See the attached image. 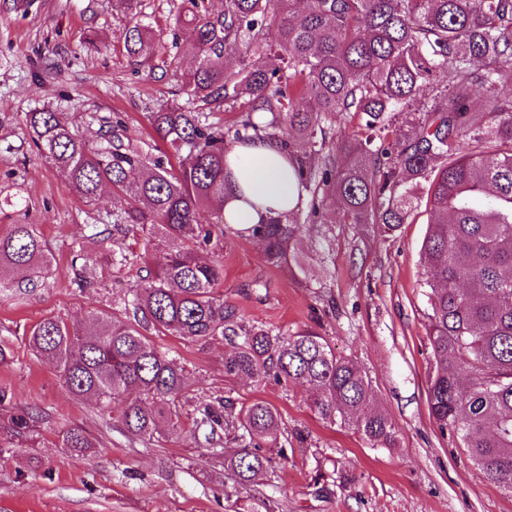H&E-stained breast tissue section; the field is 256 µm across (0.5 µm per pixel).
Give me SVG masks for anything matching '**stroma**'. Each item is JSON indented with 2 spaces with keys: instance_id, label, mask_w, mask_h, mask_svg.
Segmentation results:
<instances>
[{
  "instance_id": "35a3bbf8",
  "label": "stroma",
  "mask_w": 512,
  "mask_h": 512,
  "mask_svg": "<svg viewBox=\"0 0 512 512\" xmlns=\"http://www.w3.org/2000/svg\"><path fill=\"white\" fill-rule=\"evenodd\" d=\"M181 0H140L159 33L161 48L137 64L123 49L125 18L112 0H0V231L35 224L51 249L49 278L36 288L0 294V341L10 359L0 364V388L11 391L0 422L30 407L47 421L35 447L0 440V512H234L226 500L230 477L205 462L191 419L177 434L153 441L132 438L93 402L72 396L56 365L31 351L27 334L47 316L82 321L112 303L138 278L113 281L92 226L111 211L113 195L79 201L59 173L33 147L25 115L48 105L74 120L96 143L99 118H121L143 149L169 146L146 115L184 104L181 73L195 51L174 42L171 30ZM426 214L391 236L373 224H341L326 217L299 227L304 271L268 264L259 241L225 230L206 258L224 265V300L246 320L284 333L310 327L368 377L377 407L395 422L391 448L370 447L353 430L330 426L311 408L310 393L268 378L256 383L224 376L225 340L185 344L173 336L153 342L180 357L194 404L228 398L262 400L283 419L279 439L286 459H274L247 493L249 512H512V496L479 478L463 449L440 432L427 403L431 349L426 268L421 246ZM81 247L97 288L73 283L72 247ZM80 427L100 443L77 454L61 435Z\"/></svg>"
}]
</instances>
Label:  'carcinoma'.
Instances as JSON below:
<instances>
[{
    "label": "carcinoma",
    "instance_id": "1",
    "mask_svg": "<svg viewBox=\"0 0 512 512\" xmlns=\"http://www.w3.org/2000/svg\"><path fill=\"white\" fill-rule=\"evenodd\" d=\"M127 19L123 46L147 59L154 30L140 0H112ZM179 18L199 61L182 74L187 106H166L147 120L175 150L178 164L153 155L112 121L90 147L64 113L25 115L31 141L72 194L93 202L106 186L119 199L96 232L141 231L145 253L108 251L115 280L143 260L145 275L112 313L81 326L46 317L28 334L36 355L55 362L71 394L117 413L127 433L151 441L165 423L181 428L184 367L153 336L187 343L223 338L224 376L271 377L314 394L325 423L351 427L373 447L395 445L397 429L374 407L368 377L319 332L291 334L246 321L224 303V267L199 249L224 235L200 224L203 210L224 211V156L236 143L278 139L295 159L307 196L288 214L256 224L269 264L298 262L295 224H319L333 211L344 224H377L392 233L411 222L427 188L423 280L432 367L427 401L441 432H451L480 478L512 496V0H182ZM240 112L236 124L213 121ZM358 121L339 132L336 121ZM162 250L157 263L147 252ZM52 254L34 224L0 233V288L45 281ZM74 284L94 287L86 258L73 252ZM43 416H9L19 440ZM282 418L264 401L230 400L194 408L208 430L200 455L221 460L234 493L267 470ZM243 448L228 454L223 436ZM61 447L87 454L96 442L81 428Z\"/></svg>",
    "mask_w": 512,
    "mask_h": 512
}]
</instances>
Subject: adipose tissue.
Masks as SVG:
<instances>
[{
    "label": "adipose tissue",
    "mask_w": 512,
    "mask_h": 512,
    "mask_svg": "<svg viewBox=\"0 0 512 512\" xmlns=\"http://www.w3.org/2000/svg\"><path fill=\"white\" fill-rule=\"evenodd\" d=\"M306 192L279 140L257 139L233 146L224 167V222L250 233L253 226L284 215Z\"/></svg>",
    "instance_id": "ef3b65f1"
}]
</instances>
